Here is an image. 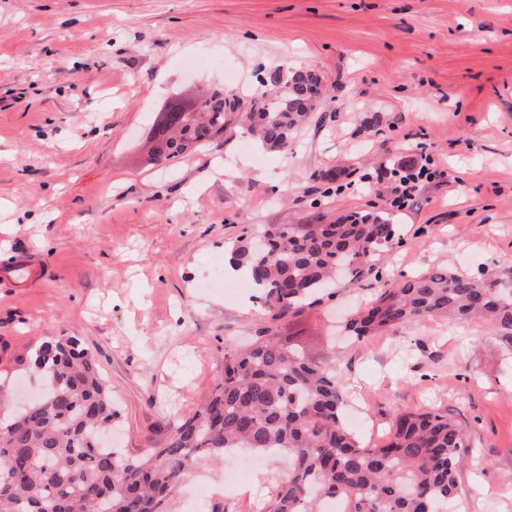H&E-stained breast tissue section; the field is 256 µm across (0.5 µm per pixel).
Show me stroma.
<instances>
[{"instance_id": "obj_1", "label": "stroma", "mask_w": 512, "mask_h": 512, "mask_svg": "<svg viewBox=\"0 0 512 512\" xmlns=\"http://www.w3.org/2000/svg\"><path fill=\"white\" fill-rule=\"evenodd\" d=\"M308 67L323 95L288 153L230 119L165 171L149 132L209 88L246 99L259 70ZM431 158L404 211L380 167ZM334 171L327 183L318 172ZM390 217L402 241L358 286L280 321L226 271L227 246L269 224ZM32 260L35 283L11 271ZM512 262V0H0V378L35 390L21 358L76 337L99 360L129 457L161 445L224 372V344L269 331L345 364L347 417L383 443L399 412L467 424L456 512H512V351L486 323L424 320L330 347L331 323L381 285L435 267ZM283 457L224 484L210 465L169 512H249Z\"/></svg>"}]
</instances>
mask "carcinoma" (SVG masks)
Here are the masks:
<instances>
[{"instance_id": "obj_1", "label": "carcinoma", "mask_w": 512, "mask_h": 512, "mask_svg": "<svg viewBox=\"0 0 512 512\" xmlns=\"http://www.w3.org/2000/svg\"><path fill=\"white\" fill-rule=\"evenodd\" d=\"M258 82L259 120L247 130L286 152L320 81L309 70L276 68ZM233 108L222 91L182 104L172 117L178 127L163 130L154 147L155 164L166 167L223 135ZM263 238L261 249L238 239L229 262L278 321L333 296L339 274L358 283L396 230L383 215L352 213L334 224L271 225ZM434 318L483 319L512 349V266L477 276L433 268L379 289L342 330L360 342ZM28 364L46 392L0 415V512H165L185 476L240 448L277 453L288 463L267 512H316L322 497L343 498L348 512H444L470 448L468 427L438 410L398 413L383 446L361 444L345 422L339 364L260 336L244 348L224 346V375L209 398L163 447L131 458L101 440L116 413L95 356L72 337L52 336Z\"/></svg>"}]
</instances>
